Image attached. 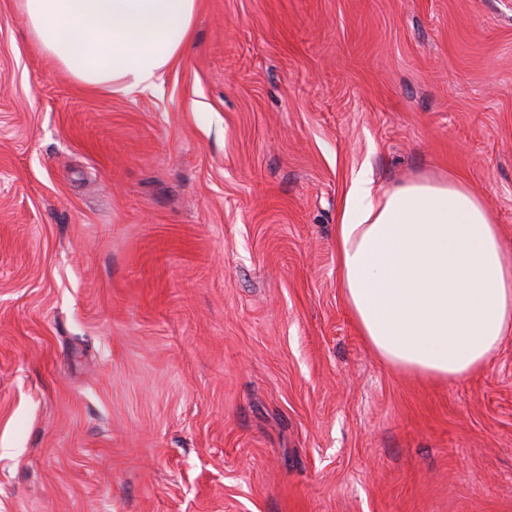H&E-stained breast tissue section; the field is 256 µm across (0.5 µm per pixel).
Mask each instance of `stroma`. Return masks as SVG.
I'll return each instance as SVG.
<instances>
[{
    "instance_id": "obj_1",
    "label": "stroma",
    "mask_w": 512,
    "mask_h": 512,
    "mask_svg": "<svg viewBox=\"0 0 512 512\" xmlns=\"http://www.w3.org/2000/svg\"><path fill=\"white\" fill-rule=\"evenodd\" d=\"M362 171L512 244V0H198L129 93L0 0V512H512V338L451 383L370 350Z\"/></svg>"
}]
</instances>
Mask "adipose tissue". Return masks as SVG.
Wrapping results in <instances>:
<instances>
[{
    "label": "adipose tissue",
    "mask_w": 512,
    "mask_h": 512,
    "mask_svg": "<svg viewBox=\"0 0 512 512\" xmlns=\"http://www.w3.org/2000/svg\"><path fill=\"white\" fill-rule=\"evenodd\" d=\"M41 49L87 85L153 87L181 55L197 0H21ZM338 284L360 336L407 375L456 381L512 335V246L453 178L352 182L336 226Z\"/></svg>",
    "instance_id": "1"
}]
</instances>
